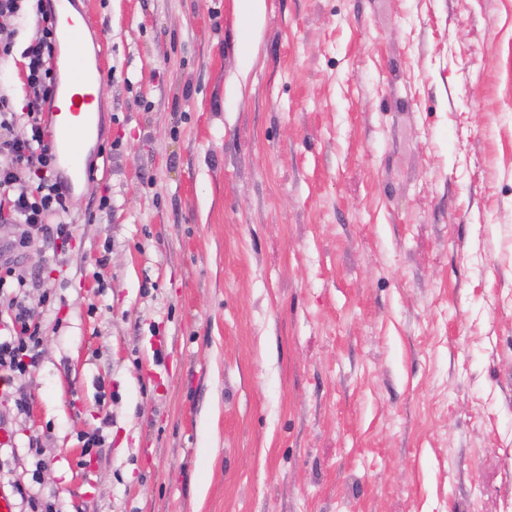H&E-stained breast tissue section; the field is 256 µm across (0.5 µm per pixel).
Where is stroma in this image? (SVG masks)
I'll list each match as a JSON object with an SVG mask.
<instances>
[{"instance_id": "obj_1", "label": "stroma", "mask_w": 512, "mask_h": 512, "mask_svg": "<svg viewBox=\"0 0 512 512\" xmlns=\"http://www.w3.org/2000/svg\"><path fill=\"white\" fill-rule=\"evenodd\" d=\"M88 2L0 463L59 512H512V0ZM246 29L255 33L263 24L266 12V0H237Z\"/></svg>"}]
</instances>
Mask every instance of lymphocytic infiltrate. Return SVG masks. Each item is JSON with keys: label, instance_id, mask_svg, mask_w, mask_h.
Segmentation results:
<instances>
[{"label": "lymphocytic infiltrate", "instance_id": "1", "mask_svg": "<svg viewBox=\"0 0 512 512\" xmlns=\"http://www.w3.org/2000/svg\"><path fill=\"white\" fill-rule=\"evenodd\" d=\"M34 13L41 27L22 56L26 61V104L16 109L12 97L0 89V222L21 230L18 246L52 237L68 241L69 194L56 172L45 118L58 76V44L46 0H0V18ZM13 261L0 259V371L24 375L38 365L43 341L42 311L27 302V291L40 287Z\"/></svg>", "mask_w": 512, "mask_h": 512}]
</instances>
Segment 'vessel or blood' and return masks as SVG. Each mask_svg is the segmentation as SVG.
<instances>
[{
  "mask_svg": "<svg viewBox=\"0 0 512 512\" xmlns=\"http://www.w3.org/2000/svg\"><path fill=\"white\" fill-rule=\"evenodd\" d=\"M74 0H52L51 15L58 41L69 40L73 35L71 8ZM104 83L101 65H90L82 59L70 64V83L62 93L67 102L66 110L51 114L49 136L51 150L63 173L67 189H75L89 172L82 160V147L91 137L94 112Z\"/></svg>",
  "mask_w": 512,
  "mask_h": 512,
  "instance_id": "obj_1",
  "label": "vessel or blood"
}]
</instances>
